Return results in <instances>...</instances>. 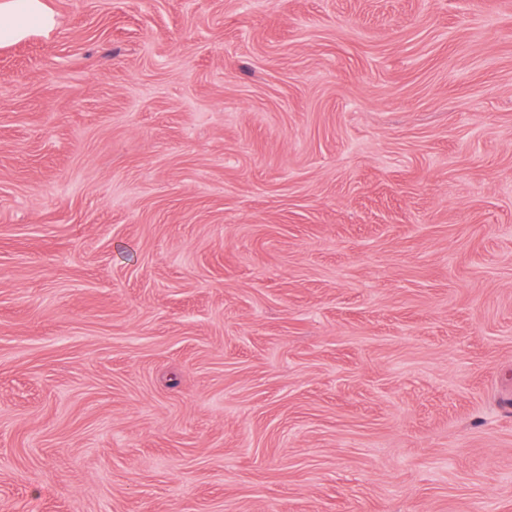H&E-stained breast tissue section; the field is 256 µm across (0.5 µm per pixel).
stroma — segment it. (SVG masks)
Instances as JSON below:
<instances>
[{"instance_id":"1","label":"stroma","mask_w":512,"mask_h":512,"mask_svg":"<svg viewBox=\"0 0 512 512\" xmlns=\"http://www.w3.org/2000/svg\"><path fill=\"white\" fill-rule=\"evenodd\" d=\"M44 2L0 512H512V0Z\"/></svg>"}]
</instances>
